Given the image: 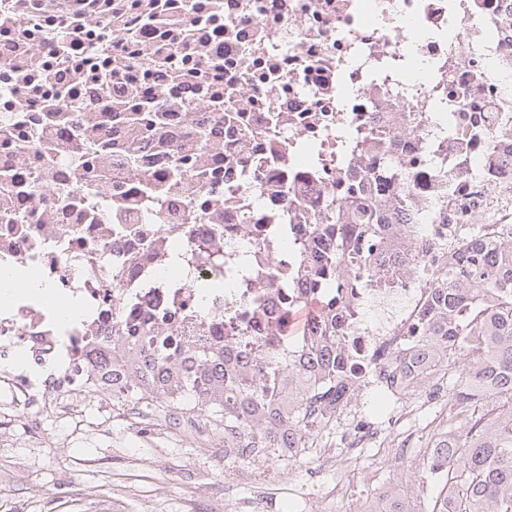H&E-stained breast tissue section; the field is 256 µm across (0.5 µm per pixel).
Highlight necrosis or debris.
I'll list each match as a JSON object with an SVG mask.
<instances>
[{
    "label": "necrosis or debris",
    "mask_w": 512,
    "mask_h": 512,
    "mask_svg": "<svg viewBox=\"0 0 512 512\" xmlns=\"http://www.w3.org/2000/svg\"><path fill=\"white\" fill-rule=\"evenodd\" d=\"M511 28L512 0H0V269L50 292L0 298V405L24 428L112 409L129 392L112 382L114 351L152 334L234 353L230 313L266 365L281 363L304 342L287 311L321 291L313 221L336 181L374 175L396 203L384 249L335 308L355 394L336 406L337 453L299 455L316 479L374 445L398 463L431 449L407 407L381 420L360 397L385 386L475 231L512 246ZM130 92L163 119L158 137L130 120ZM229 108L242 124L227 127ZM184 154L186 182L216 188L207 205L166 188ZM145 171L160 194L135 193ZM281 215L301 267L277 236ZM192 279L224 290L198 295ZM55 296L78 312L61 316Z\"/></svg>",
    "instance_id": "1"
}]
</instances>
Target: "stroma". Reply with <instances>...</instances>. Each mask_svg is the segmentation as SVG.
Returning <instances> with one entry per match:
<instances>
[{
	"label": "stroma",
	"instance_id": "35a3bbf8",
	"mask_svg": "<svg viewBox=\"0 0 512 512\" xmlns=\"http://www.w3.org/2000/svg\"><path fill=\"white\" fill-rule=\"evenodd\" d=\"M0 432L13 441L0 455V469L14 472L0 495V512H211L191 494L204 478L211 482L212 498L224 496L222 449L180 438L154 443L124 429L117 416L95 409H76L64 423L44 418L46 448L28 447L2 411ZM305 467L302 461L268 462L260 467L259 480H245L233 493L245 504L263 495L268 512H307ZM424 472L420 465L402 478L394 462L364 458L349 500L336 512H358L361 499L395 484L412 501H422L418 485Z\"/></svg>",
	"mask_w": 512,
	"mask_h": 512
}]
</instances>
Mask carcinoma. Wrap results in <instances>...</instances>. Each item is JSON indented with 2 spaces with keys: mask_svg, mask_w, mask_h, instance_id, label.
Masks as SVG:
<instances>
[{
  "mask_svg": "<svg viewBox=\"0 0 512 512\" xmlns=\"http://www.w3.org/2000/svg\"><path fill=\"white\" fill-rule=\"evenodd\" d=\"M191 167L180 157L167 188L183 184ZM383 198L375 180L339 183L323 217L322 234L336 224L381 223ZM379 239L347 238L345 247L324 245L322 263L313 271L325 288H352L337 269L355 261L371 271ZM493 242L476 235L456 267L435 288L431 315L420 324L421 346L400 355L405 372L439 373L455 414L437 440L427 464L428 480L441 487L418 508L402 493L382 495L387 512H512V253L492 261ZM332 306L315 312L320 321L307 349L279 367H265L249 356L227 357L201 348L179 354L161 339L150 357L112 364V377L139 386L120 402L148 406L156 396L178 391L198 397L196 414L223 427L224 454L302 448L305 441L332 429L336 393L347 392L336 374V321ZM491 396L498 410L489 408Z\"/></svg>",
  "mask_w": 512,
  "mask_h": 512,
  "instance_id": "cac0c4a2",
  "label": "carcinoma"
}]
</instances>
